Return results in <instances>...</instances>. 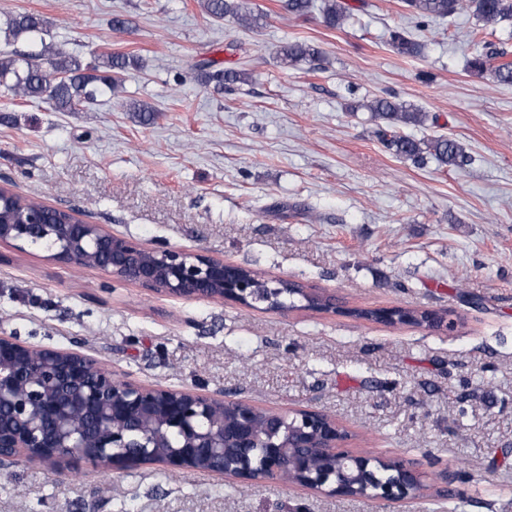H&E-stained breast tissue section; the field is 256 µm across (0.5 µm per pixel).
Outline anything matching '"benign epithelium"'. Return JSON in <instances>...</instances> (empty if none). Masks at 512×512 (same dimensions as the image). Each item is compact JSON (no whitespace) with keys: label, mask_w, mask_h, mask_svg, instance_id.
I'll use <instances>...</instances> for the list:
<instances>
[{"label":"benign epithelium","mask_w":512,"mask_h":512,"mask_svg":"<svg viewBox=\"0 0 512 512\" xmlns=\"http://www.w3.org/2000/svg\"><path fill=\"white\" fill-rule=\"evenodd\" d=\"M47 236L59 243L51 258L96 267L113 278L187 299L257 303L244 266L202 251L149 249L100 224L72 218L47 222L40 209L0 224V241L18 250ZM315 311H336V295L306 288ZM417 327L448 332V313L408 310ZM0 461H40L52 467L75 459L117 471L160 463L171 472L196 471L243 486L277 480L340 499L401 502L427 490L428 476L404 457L381 459L348 448L349 432L314 409L270 413L184 388L120 380L79 351L23 344L0 336ZM183 438L166 448L168 431ZM121 452H108V449ZM389 467L381 482L373 466Z\"/></svg>","instance_id":"benign-epithelium-1"}]
</instances>
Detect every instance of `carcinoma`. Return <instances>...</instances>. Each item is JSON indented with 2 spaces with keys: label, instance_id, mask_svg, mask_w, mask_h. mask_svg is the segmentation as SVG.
<instances>
[{
  "label": "carcinoma",
  "instance_id": "obj_1",
  "mask_svg": "<svg viewBox=\"0 0 512 512\" xmlns=\"http://www.w3.org/2000/svg\"><path fill=\"white\" fill-rule=\"evenodd\" d=\"M404 3L420 18L444 19L468 10L486 23L512 19V0H404ZM204 7L208 14L217 18L230 16L249 30L262 27L264 22V16L252 13L243 0H205ZM321 12L324 22L331 27L347 17L346 7L338 0H324ZM11 31L15 37L24 33L31 36V40L41 43V48L33 53L16 51L0 58V84L16 97L32 99L46 95L55 101L58 108L70 110L78 103L93 98V85L100 83L108 88L114 87L112 72L122 71L129 65V58L121 54L104 55L100 65H84L60 51L46 56V44L42 39L46 32V21L39 15L16 16ZM390 42L403 55L420 54L421 44L400 32L391 33ZM318 54L315 46L306 44H291L280 50L281 62L285 65ZM503 57L505 52L497 50L493 43L484 41L470 60V68L478 73L488 70L496 82L512 84V61H505ZM45 60L52 67V79L43 70ZM368 109L382 120L379 134L386 147L395 154L412 160H420L429 154L445 165H460L466 159L464 148L452 139L415 140L400 133L404 125L424 122L425 114L421 110L393 96L373 99Z\"/></svg>",
  "mask_w": 512,
  "mask_h": 512
}]
</instances>
